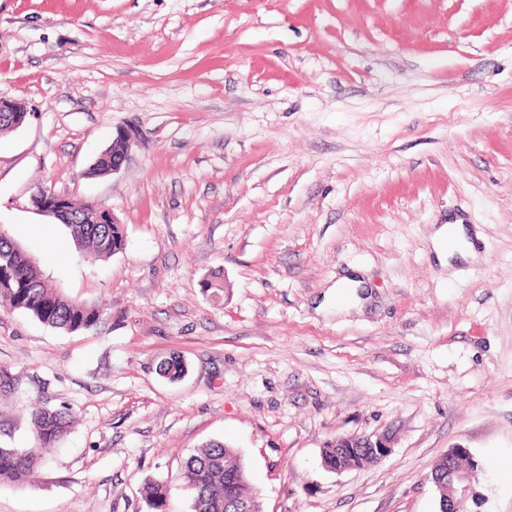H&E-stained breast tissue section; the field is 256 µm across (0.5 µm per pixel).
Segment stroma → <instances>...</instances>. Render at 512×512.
<instances>
[{
	"label": "stroma",
	"mask_w": 512,
	"mask_h": 512,
	"mask_svg": "<svg viewBox=\"0 0 512 512\" xmlns=\"http://www.w3.org/2000/svg\"><path fill=\"white\" fill-rule=\"evenodd\" d=\"M0 96L28 113L0 229L105 312L67 335L0 309V446L36 447L33 401L76 416L0 512H151V481L190 512L213 440L261 512H438L458 444L480 512H512V0H0ZM120 125L126 163L88 177ZM43 189L111 210L124 250L85 261ZM457 221L480 258L448 267ZM355 268L364 306L323 307ZM350 434L392 450L326 470ZM451 236L456 241L453 249H448L447 241ZM431 244L433 250L443 263L449 264L450 259H462L465 261H475L478 253L471 241L464 224H443L434 233Z\"/></svg>",
	"instance_id": "stroma-1"
}]
</instances>
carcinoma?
Wrapping results in <instances>:
<instances>
[{"label": "carcinoma", "instance_id": "obj_1", "mask_svg": "<svg viewBox=\"0 0 512 512\" xmlns=\"http://www.w3.org/2000/svg\"><path fill=\"white\" fill-rule=\"evenodd\" d=\"M121 141L109 142L103 156L89 170L100 176L112 171V159L124 153ZM97 203H69L71 220L64 221L78 248L94 261H104L122 251L125 235L117 224H84L83 217ZM0 306L28 313L43 325L64 333L91 332L104 320L94 305L71 300L52 287L40 272L39 263L6 233L0 231ZM159 375L176 382L187 373V364L172 354L158 365ZM29 418L41 448L54 446L67 433L73 414L67 408L51 409L39 402L29 407ZM40 460L33 448L0 446V483L21 482ZM182 480L192 494V512H230L224 502L241 499L260 512L251 490L248 470L241 455L222 441H211L185 462ZM154 512H164L167 486L154 482L146 487Z\"/></svg>", "mask_w": 512, "mask_h": 512}]
</instances>
